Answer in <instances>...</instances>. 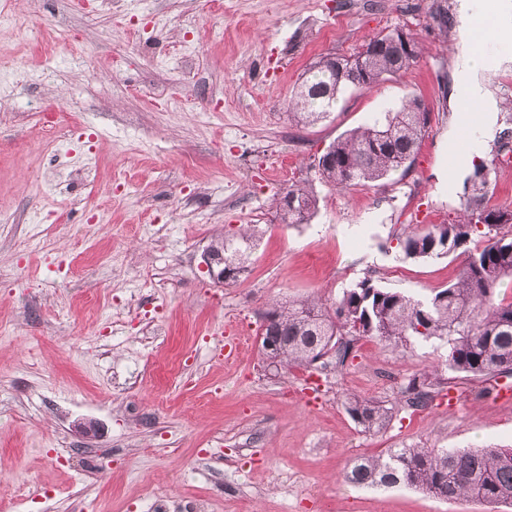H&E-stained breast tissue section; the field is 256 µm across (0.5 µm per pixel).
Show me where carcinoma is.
Returning <instances> with one entry per match:
<instances>
[{
	"mask_svg": "<svg viewBox=\"0 0 512 512\" xmlns=\"http://www.w3.org/2000/svg\"><path fill=\"white\" fill-rule=\"evenodd\" d=\"M395 27L366 46L364 67L338 75L316 61L307 70L292 98L291 117L311 125L328 116L339 95L349 88L370 90L410 65L408 52ZM430 113L404 106L383 118L338 137L318 168L319 179L336 188L374 182L406 166L420 146ZM483 163L465 180L476 194L469 198L466 217L454 224H428L406 231L398 245L406 259H433L457 251L465 255L456 282L416 299L403 291L380 288L368 278L342 292L327 306L319 300L273 303L265 310L270 326L260 330V353L266 368L278 375L293 367L312 368L326 357L343 366L360 338L387 342L402 352L433 339L447 347L445 370L457 378H491L512 373V301L499 297L498 288L512 281V210L484 205L489 180ZM299 213L281 216L301 224L316 206L307 190L292 186ZM481 244L469 248L473 235ZM255 226L242 225L215 243L223 253L224 274L233 278L247 268L257 246ZM442 384L438 368L412 375L400 388L408 407L431 406ZM342 406L368 434L385 430L393 408L381 401L345 395ZM346 483L375 490L406 486L443 500L472 499L512 505V448L463 450L423 448L409 444L379 456H356L343 472Z\"/></svg>",
	"mask_w": 512,
	"mask_h": 512,
	"instance_id": "carcinoma-1",
	"label": "carcinoma"
}]
</instances>
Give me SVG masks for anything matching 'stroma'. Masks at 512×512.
<instances>
[{"mask_svg": "<svg viewBox=\"0 0 512 512\" xmlns=\"http://www.w3.org/2000/svg\"><path fill=\"white\" fill-rule=\"evenodd\" d=\"M396 26L421 46L408 69L346 90L322 122L291 120L312 62ZM457 26L456 0H13L0 50L24 66L0 78V490L41 494L0 512H512L342 479L352 457L411 443L512 448L498 396L512 375L449 380L414 413L399 383L440 362V341L405 354L362 339L345 366L277 376L258 346L271 301L454 280L461 255L406 259L395 237L465 210L448 153ZM486 82L507 124L482 156L496 163L484 203L512 210V66ZM413 97L430 122L407 171L345 190L317 178L331 142ZM56 111L48 143L40 115ZM292 185L317 199L302 224L277 214ZM243 224L259 233L249 268L217 283L201 254ZM348 393L392 407L386 430L360 432Z\"/></svg>", "mask_w": 512, "mask_h": 512, "instance_id": "35a3bbf8", "label": "stroma"}]
</instances>
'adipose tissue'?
I'll return each instance as SVG.
<instances>
[{"label": "adipose tissue", "mask_w": 512, "mask_h": 512, "mask_svg": "<svg viewBox=\"0 0 512 512\" xmlns=\"http://www.w3.org/2000/svg\"><path fill=\"white\" fill-rule=\"evenodd\" d=\"M461 26L487 20L489 36L512 33V0H458ZM458 88L469 102L467 112L460 115L453 134L448 138V151L454 154L458 170H466L475 154L494 138L497 131L498 102L484 87L482 75L493 62L470 42H463L457 57Z\"/></svg>", "instance_id": "1"}]
</instances>
